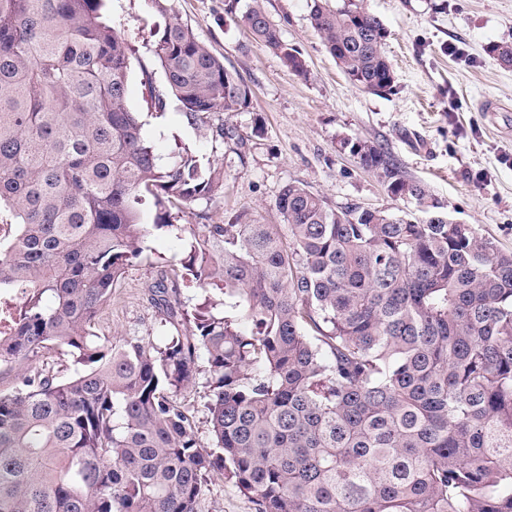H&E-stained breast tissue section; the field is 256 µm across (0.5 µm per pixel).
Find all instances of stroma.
<instances>
[{"label": "stroma", "mask_w": 512, "mask_h": 512, "mask_svg": "<svg viewBox=\"0 0 512 512\" xmlns=\"http://www.w3.org/2000/svg\"><path fill=\"white\" fill-rule=\"evenodd\" d=\"M288 45L303 54L307 76L289 70L255 40L224 0H173L192 28L251 90L247 110L225 117L236 137L224 142L189 126L177 104L147 115L148 92L139 68L128 78V104L144 113V133L161 161L182 144L206 155L224 172L212 201H197L184 224H227L246 212L262 224L282 218L280 189L301 181L332 208L357 205L414 212L413 203L388 195L377 174L363 168L344 139L383 148L403 174L421 182L455 220L512 252V67L489 54L512 40V0H367L388 30L385 52L395 75L391 91L366 93L325 50L309 19L310 0H262ZM115 27L136 39L152 62L158 17L146 0H112ZM463 50L449 55V45ZM186 241L160 232L146 243L147 260L129 266L98 329L106 335L161 343L163 314L149 285L160 266L176 264ZM200 512H256L250 498L214 476Z\"/></svg>", "instance_id": "stroma-1"}]
</instances>
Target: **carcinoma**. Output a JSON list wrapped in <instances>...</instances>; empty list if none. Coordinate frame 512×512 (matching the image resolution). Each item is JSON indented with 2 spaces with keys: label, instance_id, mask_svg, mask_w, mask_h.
<instances>
[{
  "label": "carcinoma",
  "instance_id": "obj_1",
  "mask_svg": "<svg viewBox=\"0 0 512 512\" xmlns=\"http://www.w3.org/2000/svg\"><path fill=\"white\" fill-rule=\"evenodd\" d=\"M140 65L151 108L188 125L250 89L171 0ZM254 37L307 76L261 0ZM310 22L359 89L392 88L386 29L363 0H313ZM489 52L512 67V42ZM135 46L108 0H0V512H199L212 477L256 512H512V252L450 224L378 146L345 140L422 216L333 209L284 185L281 224H180L224 171L185 146L161 164L127 102ZM165 231L189 240L150 284L164 343L97 332L128 266ZM184 288L201 290L188 307ZM74 370L37 366L48 350ZM207 374L211 444L177 400Z\"/></svg>",
  "mask_w": 512,
  "mask_h": 512
}]
</instances>
